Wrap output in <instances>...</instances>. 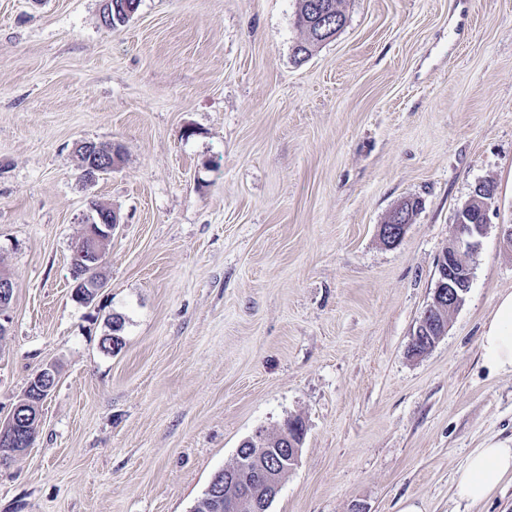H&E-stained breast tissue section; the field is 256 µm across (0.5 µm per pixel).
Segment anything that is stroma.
<instances>
[{"instance_id":"35a3bbf8","label":"stroma","mask_w":512,"mask_h":512,"mask_svg":"<svg viewBox=\"0 0 512 512\" xmlns=\"http://www.w3.org/2000/svg\"><path fill=\"white\" fill-rule=\"evenodd\" d=\"M298 5L140 0L109 30L102 0H0V415L58 369L0 512H191L245 439L295 416L269 512H512V484L477 506L454 489L473 451L512 440V373L480 356L512 292V0H342L344 28L300 64ZM82 140L123 151L91 185ZM486 180L471 288L411 356ZM93 201L121 226L86 306L71 256ZM407 219L408 216L403 212L402 206L392 210L385 224L379 227V236L386 245L394 246L403 238L408 226ZM15 283L11 274L0 267V338L7 333V327L2 320L8 323V317L5 314L9 309L14 293Z\"/></svg>"}]
</instances>
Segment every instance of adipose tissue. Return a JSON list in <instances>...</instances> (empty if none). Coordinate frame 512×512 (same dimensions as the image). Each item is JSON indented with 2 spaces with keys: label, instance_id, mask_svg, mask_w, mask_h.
Instances as JSON below:
<instances>
[{
  "label": "adipose tissue",
  "instance_id": "ef3b65f1",
  "mask_svg": "<svg viewBox=\"0 0 512 512\" xmlns=\"http://www.w3.org/2000/svg\"><path fill=\"white\" fill-rule=\"evenodd\" d=\"M480 352L488 368L512 371V292L498 297L484 325ZM504 481L512 482V446L491 443L469 456L455 479V493L478 505Z\"/></svg>",
  "mask_w": 512,
  "mask_h": 512
}]
</instances>
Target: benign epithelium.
<instances>
[{
	"instance_id": "7a95c632",
	"label": "benign epithelium",
	"mask_w": 512,
	"mask_h": 512,
	"mask_svg": "<svg viewBox=\"0 0 512 512\" xmlns=\"http://www.w3.org/2000/svg\"><path fill=\"white\" fill-rule=\"evenodd\" d=\"M84 148L80 158L83 181L95 183L101 176L116 168L121 161L120 149L108 144L103 146L95 141L82 142ZM96 217L86 216L84 229L75 243L73 256L79 258L87 272L75 287L83 289L81 303L93 302L103 282L99 268L103 264L106 250L112 242V235L120 227V217L111 206L103 203L91 205ZM408 216L402 207H395L386 222L379 227V236L388 246L396 245L404 236ZM483 224H456L452 236L441 258L440 278L437 281L431 301L422 313L410 351L420 350L421 335L428 327L435 328L436 337L448 330V319L444 314L458 309L469 292L472 267L466 259L474 256L484 234ZM15 283L11 274L0 268V338L7 333L4 322L14 293ZM58 373L54 365L48 364L35 371L29 379L22 399L11 409L6 418L0 419V466L5 467L27 448L31 447L41 423V409L45 399L57 384ZM279 448H264L265 438L257 433L245 440L253 448L237 453L238 469L224 470V481L209 482L204 499L209 503L224 502V512H269L277 496L282 477L291 472L298 463L300 445L288 439L287 433L279 436Z\"/></svg>"
}]
</instances>
